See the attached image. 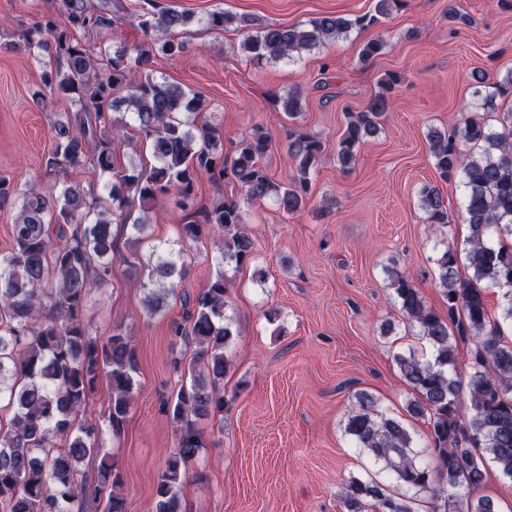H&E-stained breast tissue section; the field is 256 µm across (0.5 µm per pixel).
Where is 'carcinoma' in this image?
I'll list each match as a JSON object with an SVG mask.
<instances>
[{"instance_id": "cac0c4a2", "label": "carcinoma", "mask_w": 512, "mask_h": 512, "mask_svg": "<svg viewBox=\"0 0 512 512\" xmlns=\"http://www.w3.org/2000/svg\"><path fill=\"white\" fill-rule=\"evenodd\" d=\"M404 7V0H376L372 13L353 19L322 16L302 25L267 23L256 16L226 11L208 15L206 25L223 33H244L245 57L256 64L290 60L353 31L378 25L381 18ZM123 5L112 0H60L58 12L45 15L25 30L14 51L38 50L47 55L42 83L50 95L67 98L76 111L52 125L53 147L45 160L44 183L14 185L0 178V200L15 197L12 248L0 254V403L11 412L0 423V512H127L120 472L102 456L96 476L81 472L83 460L103 448L102 422L118 436L132 407L137 361L130 337L120 327L106 337L93 334L91 299L112 284L115 260L130 270L143 267L136 253L117 256L112 224H126L134 209L152 208L176 193L195 195L197 172L204 170L218 196L203 212V223L184 224L181 240L197 241L206 226L223 233L216 260L250 262L254 242L242 230L240 200H270L287 216L308 204L312 176L324 152L322 137L298 126L288 131V154L294 174L276 182L262 164L269 136L256 126L224 155L219 128L198 121L207 109L203 95L170 83L156 67L159 56L175 57L186 49L180 29L189 14L146 10L138 15L142 40L131 46L113 39ZM112 47H106V43ZM386 41L362 44L360 59L383 54ZM481 107L500 97L512 100V72L482 93L486 79L472 75ZM400 82L387 74L380 91L359 112L345 114L336 157L344 168L354 164L359 148L381 129ZM274 110L299 117L298 91L271 94ZM130 116L140 144L153 163L122 164L113 151L124 135L123 116ZM429 152L441 180L458 178L465 189V212L471 234L466 252L468 274L460 273L457 254L446 245L433 259L447 316L426 304L408 276L386 269L395 306L406 322L419 328L433 360L413 352L395 356L396 365L414 398L407 412L427 422L429 465L414 449L404 423L375 408L367 394L358 395L345 433L360 452L380 464L413 495L394 492L373 478H353L342 500L343 512H416L414 501L428 499L430 512H497L492 499L462 493L484 483L485 461L512 477V340H504L500 321L512 322V113L497 130L467 117L449 129L428 134ZM90 164L111 176L107 196L91 186L68 181L73 170ZM230 183L239 196L222 193ZM426 223L450 225L448 204L440 190L421 192ZM187 264L185 247L158 246L144 267L146 308L165 310L176 295ZM504 288L500 314L486 303L489 288ZM227 283L219 272L193 298L174 334L191 357L178 354L172 365L191 383L164 402L175 433L155 487V512H185L182 487L204 441L195 418L224 411L220 384L229 364L224 349L233 336L224 316ZM469 344L466 380L468 405L459 403L460 384L451 377L459 344ZM109 380L105 419L87 411L100 376Z\"/></svg>"}]
</instances>
